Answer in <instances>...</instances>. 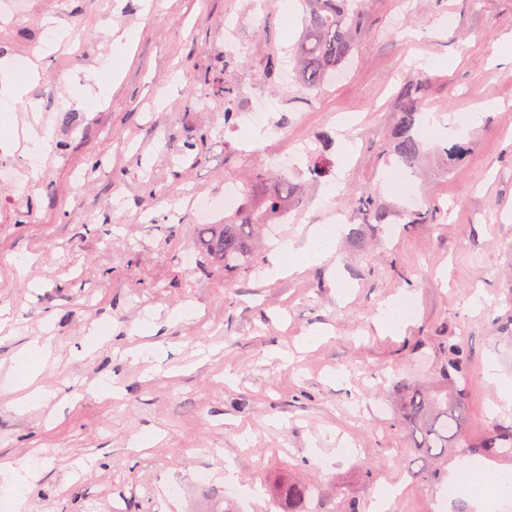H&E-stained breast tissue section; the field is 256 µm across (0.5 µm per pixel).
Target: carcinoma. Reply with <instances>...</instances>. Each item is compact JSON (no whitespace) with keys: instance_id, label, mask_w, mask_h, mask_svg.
Masks as SVG:
<instances>
[{"instance_id":"1","label":"carcinoma","mask_w":512,"mask_h":512,"mask_svg":"<svg viewBox=\"0 0 512 512\" xmlns=\"http://www.w3.org/2000/svg\"><path fill=\"white\" fill-rule=\"evenodd\" d=\"M304 5V31L292 50L299 82L309 90L324 86L330 73L351 59L362 30L365 3L363 0H301ZM421 83L406 86L401 118L392 132V150L398 162L411 166L421 143L413 133L418 123ZM262 196L261 207L240 204L230 219L222 224L198 226L199 242L211 261L224 269L228 281L234 283L247 277L258 265L253 240L267 222L275 220L285 206H299V188L288 181L274 189L261 191L257 182L244 185L242 195ZM368 222L381 224L386 214L374 205L367 192L362 201ZM450 392L426 393L413 391L403 400L404 419L408 433L414 437V447L429 452L442 450L460 442L467 426L469 380L467 356L463 348L450 343L444 348V363L439 371ZM473 455L512 454V423H495L477 442L467 445ZM314 488L288 481L275 487V496L282 512H316L309 507Z\"/></svg>"}]
</instances>
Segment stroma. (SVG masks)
Listing matches in <instances>:
<instances>
[{"mask_svg":"<svg viewBox=\"0 0 512 512\" xmlns=\"http://www.w3.org/2000/svg\"><path fill=\"white\" fill-rule=\"evenodd\" d=\"M228 17L244 51H225ZM364 26L345 79L308 91L286 64L300 0H18L0 16V57L27 55L38 71L28 101L0 116V160L22 171L0 178V466L38 478L21 508L0 494V512H279L285 478L320 489L317 512H371L383 483L398 489L390 512H436L467 451L420 456L397 403L435 386L448 342L468 357L466 440L512 422L484 374L492 358L512 377V0H366ZM50 28L63 36L52 51ZM116 29L136 33L117 77ZM418 73L423 111L480 117L433 134L413 176L391 185L390 135ZM208 78L232 98L207 96ZM253 92L282 105L242 153L224 112ZM46 130L51 150L24 175L29 136ZM296 139L324 148L333 173L313 180L308 159L288 173L303 203L260 246L257 271L230 285L221 269L186 268L196 223L169 220L170 206L231 176L277 183L265 158ZM456 141L471 152L452 168L442 150ZM187 145L198 161L178 155ZM367 190L386 223L360 213ZM410 195L425 223L408 224ZM336 210L349 222L332 258L272 274L276 242L303 245ZM406 293L412 315L382 326L381 305ZM36 338L46 358L25 355ZM33 369L47 394L29 401ZM100 380L118 393L96 392ZM411 469L437 479L411 481Z\"/></svg>","mask_w":512,"mask_h":512,"instance_id":"obj_1","label":"stroma"}]
</instances>
